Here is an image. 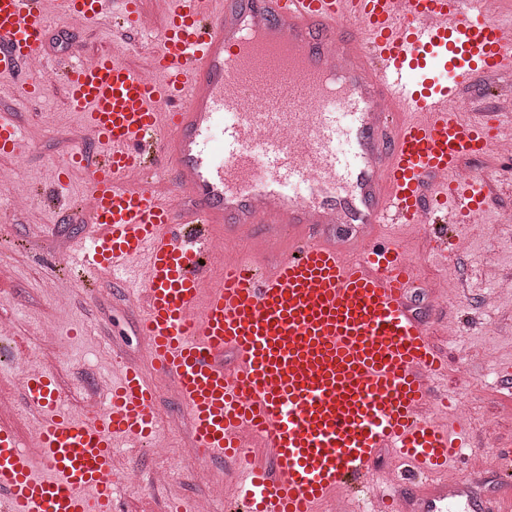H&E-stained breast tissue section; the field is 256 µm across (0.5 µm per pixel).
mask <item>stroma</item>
Masks as SVG:
<instances>
[{
    "mask_svg": "<svg viewBox=\"0 0 512 512\" xmlns=\"http://www.w3.org/2000/svg\"><path fill=\"white\" fill-rule=\"evenodd\" d=\"M48 61L69 57L75 45L84 54L127 45V38L103 23L92 32H74L64 21L53 19ZM0 110L14 113L21 129L26 163L17 172L15 162L0 158V336L11 337L16 356L0 364V401L11 412L6 421L19 439L32 445L37 415L22 405L17 380L54 367L70 409L82 417L92 414L95 390L106 389L119 376L123 362L144 357L138 333V312L125 298L132 280L125 275L87 301L73 286L78 270L58 275L45 271L49 252L73 248L90 233L80 224L76 204L85 188L81 170L69 174V186L55 195V164L62 161L80 132L78 117L66 108L62 94L28 100L14 90L11 80H0ZM465 168L478 177L499 180L502 189L491 197L480 223L459 224L455 256L433 261L428 240L411 227L399 234L410 256L424 267L416 288L419 312L434 317V341L447 356L448 391L465 395L466 383L480 385L472 404L457 406L459 420L482 422L487 434L479 447L469 450L462 465L480 474L478 493L499 486V452L512 448V393L502 388L500 373L512 365V287L489 289L484 266L500 276L512 277V159L495 152L466 159ZM29 199L25 211L11 203ZM157 416L158 448L140 450L129 440H119L113 457L115 470L125 474L123 503L128 512H163L176 500L192 512H213L229 474L221 468L199 472L186 442L191 420L179 397L161 393Z\"/></svg>",
    "mask_w": 512,
    "mask_h": 512,
    "instance_id": "stroma-1",
    "label": "stroma"
}]
</instances>
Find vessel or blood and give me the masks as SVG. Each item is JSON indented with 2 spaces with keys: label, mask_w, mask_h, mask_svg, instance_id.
Segmentation results:
<instances>
[{
  "label": "vessel or blood",
  "mask_w": 512,
  "mask_h": 512,
  "mask_svg": "<svg viewBox=\"0 0 512 512\" xmlns=\"http://www.w3.org/2000/svg\"><path fill=\"white\" fill-rule=\"evenodd\" d=\"M0 0V80L51 85L47 4L84 27L148 34L152 73L99 52L60 75L83 134L93 236L81 285L125 271L146 362L128 363L93 417L71 414L53 368L27 376L41 420L26 450L0 423V512H125L117 439L151 448L161 391L192 421L199 468H233L224 512H506L448 468L469 423L434 421L447 365L420 315L423 271L386 226L426 231L483 214L496 189L461 180L502 113L472 119L458 88L512 81V30L483 0ZM20 129L0 113V157ZM262 448L270 464L256 461ZM406 462L387 490L372 462Z\"/></svg>",
  "instance_id": "1"
}]
</instances>
